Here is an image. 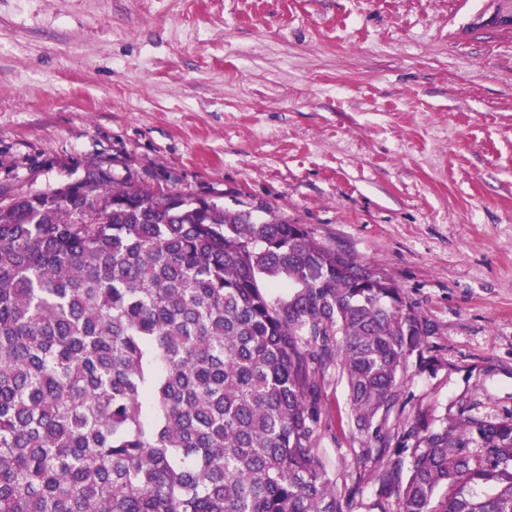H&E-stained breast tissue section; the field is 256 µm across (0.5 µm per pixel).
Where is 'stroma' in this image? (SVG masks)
Here are the masks:
<instances>
[{
  "mask_svg": "<svg viewBox=\"0 0 512 512\" xmlns=\"http://www.w3.org/2000/svg\"><path fill=\"white\" fill-rule=\"evenodd\" d=\"M495 0H0V190L267 206L426 322L400 411L512 417V30ZM317 454L350 483L345 380Z\"/></svg>",
  "mask_w": 512,
  "mask_h": 512,
  "instance_id": "stroma-1",
  "label": "stroma"
}]
</instances>
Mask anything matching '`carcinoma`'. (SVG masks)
<instances>
[{
	"instance_id": "1",
	"label": "carcinoma",
	"mask_w": 512,
	"mask_h": 512,
	"mask_svg": "<svg viewBox=\"0 0 512 512\" xmlns=\"http://www.w3.org/2000/svg\"><path fill=\"white\" fill-rule=\"evenodd\" d=\"M427 329L389 279L239 201L109 186L0 197V512H512V417L386 429ZM347 383L336 491L315 445ZM410 451L408 469L391 449ZM321 403L327 430L317 444V454L328 476L339 491L351 486L353 448H359L357 432L352 428L348 389L344 379L333 375L322 386Z\"/></svg>"
}]
</instances>
